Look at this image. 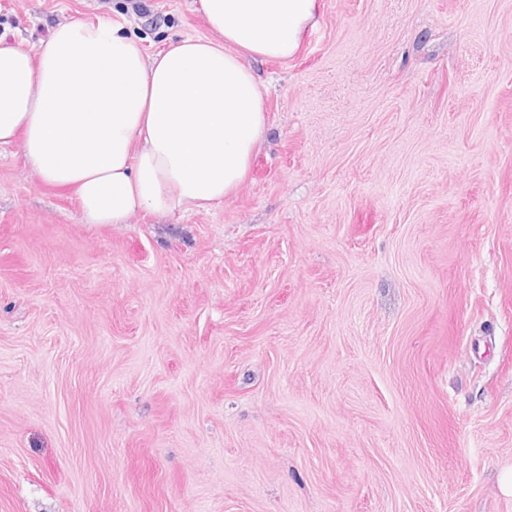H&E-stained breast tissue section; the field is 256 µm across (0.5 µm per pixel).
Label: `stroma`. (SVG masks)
I'll list each match as a JSON object with an SVG mask.
<instances>
[{
	"label": "stroma",
	"instance_id": "obj_1",
	"mask_svg": "<svg viewBox=\"0 0 512 512\" xmlns=\"http://www.w3.org/2000/svg\"><path fill=\"white\" fill-rule=\"evenodd\" d=\"M206 211L85 223L0 147V512H512V0H317ZM195 0H0V36Z\"/></svg>",
	"mask_w": 512,
	"mask_h": 512
}]
</instances>
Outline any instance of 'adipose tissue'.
I'll return each mask as SVG.
<instances>
[{
    "label": "adipose tissue",
    "instance_id": "adipose-tissue-1",
    "mask_svg": "<svg viewBox=\"0 0 512 512\" xmlns=\"http://www.w3.org/2000/svg\"><path fill=\"white\" fill-rule=\"evenodd\" d=\"M209 34L145 54L120 25L73 19L37 51L0 38V146L72 189L93 224L199 212L237 192L268 121L253 58L285 60L316 0H198Z\"/></svg>",
    "mask_w": 512,
    "mask_h": 512
}]
</instances>
